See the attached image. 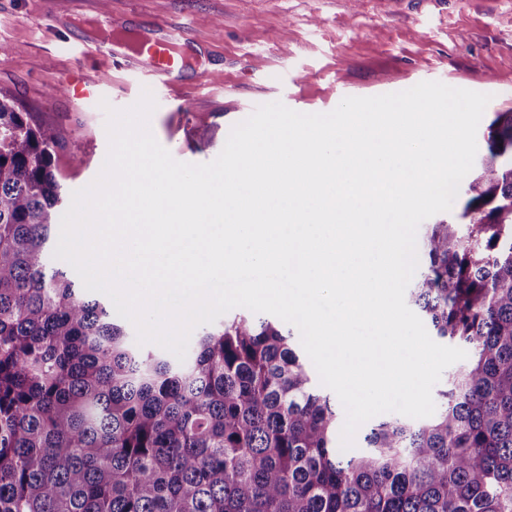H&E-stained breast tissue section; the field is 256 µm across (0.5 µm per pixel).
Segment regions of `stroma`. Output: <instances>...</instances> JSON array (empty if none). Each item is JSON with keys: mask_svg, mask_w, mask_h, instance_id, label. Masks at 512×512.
I'll return each mask as SVG.
<instances>
[{"mask_svg": "<svg viewBox=\"0 0 512 512\" xmlns=\"http://www.w3.org/2000/svg\"><path fill=\"white\" fill-rule=\"evenodd\" d=\"M157 18L182 23L202 50L172 71V93L135 51L98 44L105 31L152 33ZM0 42V91L59 130L55 174L68 198L103 167L106 107L129 108L146 90L154 137L193 164L215 160L235 124L280 100L327 113L349 96L439 81L490 95L481 141L494 113L512 109V0H0ZM79 74L99 76V104L68 93Z\"/></svg>", "mask_w": 512, "mask_h": 512, "instance_id": "35a3bbf8", "label": "stroma"}]
</instances>
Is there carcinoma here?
<instances>
[{
    "mask_svg": "<svg viewBox=\"0 0 512 512\" xmlns=\"http://www.w3.org/2000/svg\"><path fill=\"white\" fill-rule=\"evenodd\" d=\"M486 144L407 292L468 361L343 451L291 330L235 313L188 363L144 353L49 266L62 139L0 95V512H512V110Z\"/></svg>",
    "mask_w": 512,
    "mask_h": 512,
    "instance_id": "obj_1",
    "label": "carcinoma"
}]
</instances>
